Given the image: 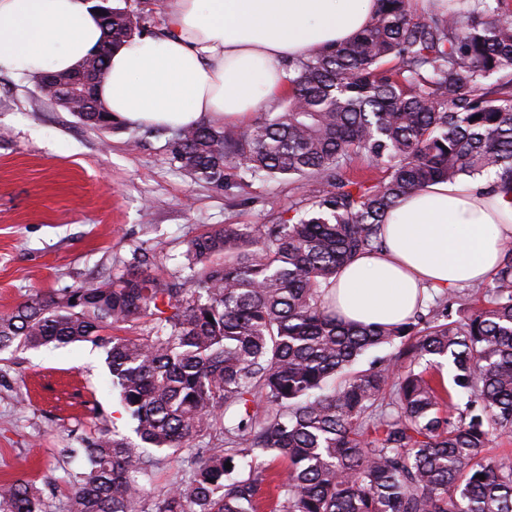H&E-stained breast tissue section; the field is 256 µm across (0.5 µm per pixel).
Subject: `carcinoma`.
Returning a JSON list of instances; mask_svg holds the SVG:
<instances>
[{"label": "carcinoma", "instance_id": "cac0c4a2", "mask_svg": "<svg viewBox=\"0 0 512 512\" xmlns=\"http://www.w3.org/2000/svg\"><path fill=\"white\" fill-rule=\"evenodd\" d=\"M378 2L352 40L289 62L281 111L178 134L174 159L216 188L229 168L316 186L291 216L213 224L191 239L189 291L141 261L0 314V353L102 345L135 423L134 441L104 430L63 449L86 460L68 474L69 512H512V455H482L512 432V247L486 304L466 312L450 292L401 324L353 326L325 305L340 269L382 246L399 199L492 173L512 200V9L448 0L417 18L410 0ZM103 7V46L83 61L101 75L111 48L135 34L125 10ZM96 106L79 119L109 127ZM361 156L385 177L347 176ZM143 319L149 336L103 335ZM381 345L395 351L354 370ZM443 356L455 366L449 383L434 362ZM211 433L224 448L152 493L154 452ZM0 512H45L42 488L1 482Z\"/></svg>", "mask_w": 512, "mask_h": 512}]
</instances>
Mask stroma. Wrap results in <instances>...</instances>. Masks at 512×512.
Returning <instances> with one entry per match:
<instances>
[{
	"label": "stroma",
	"mask_w": 512,
	"mask_h": 512,
	"mask_svg": "<svg viewBox=\"0 0 512 512\" xmlns=\"http://www.w3.org/2000/svg\"><path fill=\"white\" fill-rule=\"evenodd\" d=\"M177 133L130 123L96 129L48 103L31 77L0 72V313L37 291L122 274L147 255L184 281L188 242L213 224H275L303 190L228 170L218 189L181 170ZM132 436L103 348L89 342L0 355V482L35 481L45 512H68L67 448L101 428Z\"/></svg>",
	"instance_id": "1"
}]
</instances>
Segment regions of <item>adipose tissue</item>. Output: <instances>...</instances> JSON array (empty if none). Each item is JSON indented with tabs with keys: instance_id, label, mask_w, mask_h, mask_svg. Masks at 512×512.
<instances>
[{
	"instance_id": "ef3b65f1",
	"label": "adipose tissue",
	"mask_w": 512,
	"mask_h": 512,
	"mask_svg": "<svg viewBox=\"0 0 512 512\" xmlns=\"http://www.w3.org/2000/svg\"><path fill=\"white\" fill-rule=\"evenodd\" d=\"M377 0H171L160 32L112 51L98 96L113 121L181 129L251 121L289 90V61L352 39ZM91 0H0V69L67 72L96 53ZM487 177L433 183L390 210L383 247L344 267L336 316L396 324L430 290L494 277L512 243V200Z\"/></svg>"
}]
</instances>
